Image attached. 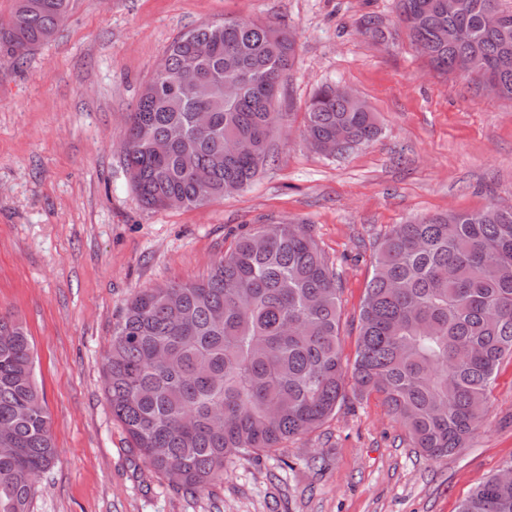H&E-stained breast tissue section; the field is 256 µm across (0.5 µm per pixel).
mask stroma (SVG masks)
Here are the masks:
<instances>
[{"mask_svg": "<svg viewBox=\"0 0 512 512\" xmlns=\"http://www.w3.org/2000/svg\"><path fill=\"white\" fill-rule=\"evenodd\" d=\"M378 19L384 38L362 34ZM289 28L296 59L269 161L201 207L148 210L121 145L143 83L169 44L204 22ZM348 87L381 133L336 156L303 136L306 101ZM512 202V101L434 71L394 0H71L55 37L0 61V307L33 339L57 458L29 512H458L512 461V359L464 447L430 458L376 394L348 395L284 452L233 458L202 494L173 487L113 421L102 384L112 329L137 291L205 276L241 234L308 225L341 288V347L353 359L373 254L399 224Z\"/></svg>", "mask_w": 512, "mask_h": 512, "instance_id": "stroma-1", "label": "stroma"}]
</instances>
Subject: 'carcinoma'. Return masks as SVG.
<instances>
[{"mask_svg":"<svg viewBox=\"0 0 512 512\" xmlns=\"http://www.w3.org/2000/svg\"><path fill=\"white\" fill-rule=\"evenodd\" d=\"M397 0L399 20L440 73L468 75L512 100V12L498 0ZM70 0H14L0 59L19 61L53 39ZM208 44V56L196 44ZM296 42L258 20L202 23L169 45L129 117L125 170L146 209L203 206L256 177L279 113L266 88L292 68ZM376 116L338 84L304 112L316 150L373 141ZM231 137L239 151H224ZM240 236L209 273L144 288L125 303L103 386L132 447L172 484L202 493L224 462L280 452L319 428L347 398L378 394L413 447L438 458L463 447L488 412L502 360L512 356V209L426 216L399 224L373 255L353 361L340 347L336 270L304 224ZM56 448L34 376L27 329L0 311V512H29L37 475ZM459 512H512V481L490 476Z\"/></svg>","mask_w":512,"mask_h":512,"instance_id":"1","label":"carcinoma"}]
</instances>
